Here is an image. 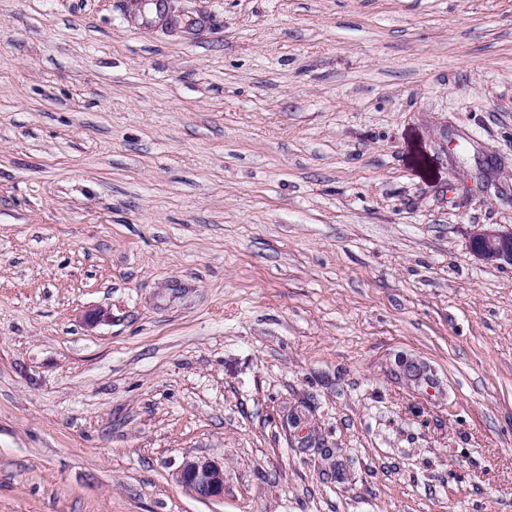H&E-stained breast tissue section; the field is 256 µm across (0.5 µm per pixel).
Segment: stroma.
I'll list each match as a JSON object with an SVG mask.
<instances>
[{"mask_svg":"<svg viewBox=\"0 0 512 512\" xmlns=\"http://www.w3.org/2000/svg\"><path fill=\"white\" fill-rule=\"evenodd\" d=\"M126 2L0 0V512H512V0ZM469 251L488 264H512V225L477 224L470 232ZM178 480L201 499H220L224 496L223 463L203 457L186 459L178 472Z\"/></svg>","mask_w":512,"mask_h":512,"instance_id":"stroma-1","label":"stroma"}]
</instances>
